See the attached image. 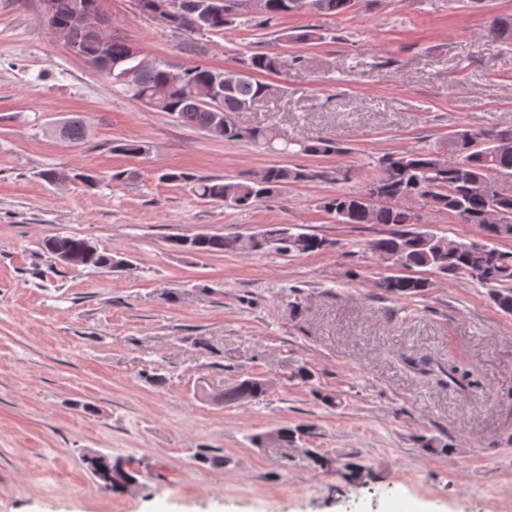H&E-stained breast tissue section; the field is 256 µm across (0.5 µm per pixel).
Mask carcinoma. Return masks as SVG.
Segmentation results:
<instances>
[{
  "mask_svg": "<svg viewBox=\"0 0 512 512\" xmlns=\"http://www.w3.org/2000/svg\"><path fill=\"white\" fill-rule=\"evenodd\" d=\"M47 22L59 38L72 46L76 56L103 61L101 73L122 86L147 108L176 116L185 125L203 129L226 141H246L284 156L325 157L340 152L332 138L311 137L288 141L274 127H242L234 119L238 112L277 91L254 77L257 72L275 73L287 63L279 53H256L239 61L247 74H236L206 64L177 69L167 62L140 58L124 38L104 37L100 28L86 29L70 24L71 5L76 0H42ZM143 13L161 18L170 27L186 33L222 34L238 16L248 10L250 0H175L178 8L166 12L158 8L162 0H134ZM360 0H264L266 20L298 13H350ZM487 35L512 44V15L493 18ZM60 135L74 143L86 136L85 120L67 118ZM448 148L459 160L450 165L431 151L406 150L386 153L378 160L375 175L359 192L338 194L323 200L321 208L337 224H374L381 236L368 250L389 268L412 271L410 275H390L376 282L383 295L408 300L425 295L432 282L420 276L432 272L441 277L467 278L489 288L490 298L503 313L512 315V250L499 248V241H512V130L461 128L448 138ZM329 173L302 165H273L255 178L237 182L199 178L193 191L201 198L219 201L239 209L250 208L288 184L313 181ZM420 205L446 214L461 224L475 226L479 241L454 239L440 229L421 224L411 205ZM172 247L189 254L274 252L303 256L329 250L334 241L297 231L288 224H273L251 235L197 234L177 236ZM43 248L54 258H65L73 267L112 270L129 266V261L91 246L76 235H52ZM445 384L470 396L481 385L465 366L439 368ZM270 391L268 380L247 374L236 384L212 396L218 404L259 402ZM303 432L279 428L251 438L256 448L295 444ZM421 447L438 455H448L453 445L448 437H420ZM92 474L107 488L126 487L134 474L121 460L102 455L82 456Z\"/></svg>",
  "mask_w": 512,
  "mask_h": 512,
  "instance_id": "obj_1",
  "label": "carcinoma"
}]
</instances>
